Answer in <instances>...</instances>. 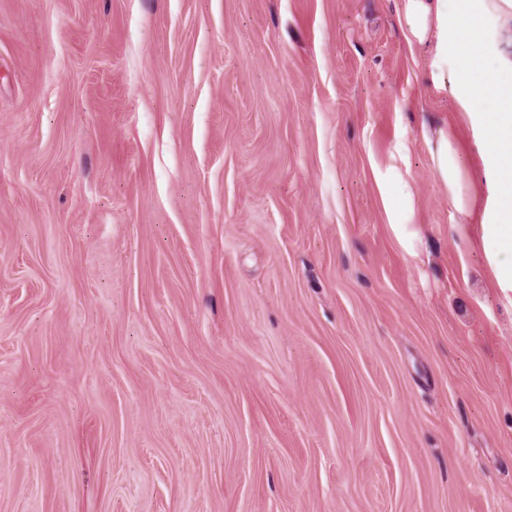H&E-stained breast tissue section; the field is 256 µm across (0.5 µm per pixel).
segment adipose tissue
<instances>
[{
	"instance_id": "1",
	"label": "adipose tissue",
	"mask_w": 512,
	"mask_h": 512,
	"mask_svg": "<svg viewBox=\"0 0 512 512\" xmlns=\"http://www.w3.org/2000/svg\"><path fill=\"white\" fill-rule=\"evenodd\" d=\"M397 19L425 58L435 91L450 92L472 127L487 195L477 200L448 127L423 128L434 178L448 191L458 223L477 225L499 287L512 288V48L494 25L512 22V0H400Z\"/></svg>"
}]
</instances>
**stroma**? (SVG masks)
<instances>
[{
	"mask_svg": "<svg viewBox=\"0 0 512 512\" xmlns=\"http://www.w3.org/2000/svg\"><path fill=\"white\" fill-rule=\"evenodd\" d=\"M430 123L396 0H0V512H512ZM380 191L389 216L399 205L413 211L414 193L412 185L401 177H394L380 184Z\"/></svg>",
	"mask_w": 512,
	"mask_h": 512,
	"instance_id": "35a3bbf8",
	"label": "stroma"
}]
</instances>
